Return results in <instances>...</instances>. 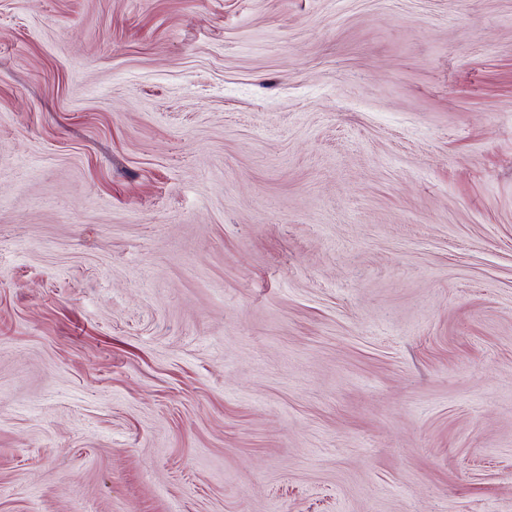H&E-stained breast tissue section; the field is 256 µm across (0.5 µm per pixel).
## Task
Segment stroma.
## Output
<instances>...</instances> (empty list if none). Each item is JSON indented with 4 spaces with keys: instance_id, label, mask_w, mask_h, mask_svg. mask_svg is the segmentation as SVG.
Returning a JSON list of instances; mask_svg holds the SVG:
<instances>
[{
    "instance_id": "35a3bbf8",
    "label": "stroma",
    "mask_w": 512,
    "mask_h": 512,
    "mask_svg": "<svg viewBox=\"0 0 512 512\" xmlns=\"http://www.w3.org/2000/svg\"><path fill=\"white\" fill-rule=\"evenodd\" d=\"M0 512H512V0H0Z\"/></svg>"
}]
</instances>
